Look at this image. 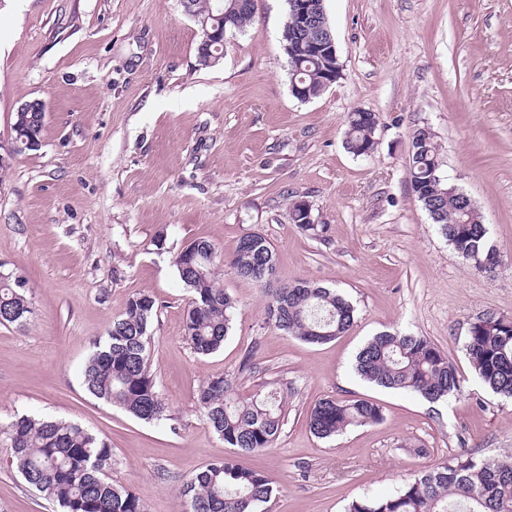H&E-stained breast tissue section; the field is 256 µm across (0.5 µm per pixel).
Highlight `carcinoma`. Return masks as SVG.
Instances as JSON below:
<instances>
[{
  "instance_id": "obj_1",
  "label": "carcinoma",
  "mask_w": 512,
  "mask_h": 512,
  "mask_svg": "<svg viewBox=\"0 0 512 512\" xmlns=\"http://www.w3.org/2000/svg\"><path fill=\"white\" fill-rule=\"evenodd\" d=\"M233 10L235 29L252 19L253 6L222 0ZM301 26L287 14L282 49L291 79L310 98L328 86V74L339 59L299 49ZM346 146L356 156L377 148V125L356 110L346 117ZM440 146L432 132L421 127L412 134L408 178L412 190L434 224L459 257L493 271L499 264L473 202L449 183L439 170ZM191 253L177 254L178 277L192 292L184 333L191 348L209 355L224 343L231 329L234 299L217 286L224 257L207 239L191 243ZM241 278L265 284L275 273L270 242L260 233L239 239L229 261ZM33 313L27 281L15 272H0V325L23 327ZM157 313L156 300L146 293L129 298L125 312L112 321L106 340L94 344L81 377L86 390L147 422L167 417V406L150 369L149 329ZM354 306L329 288L297 281L271 294L266 319L302 341L322 344L349 331ZM465 351L477 377L494 393L512 397V318L485 313L470 323ZM254 370L245 357L237 372L210 377L198 389L197 400L212 430L235 454L207 464L182 481L181 496L188 512H255L274 493L264 472L241 467L235 455L272 447L285 418L288 391L271 387L242 398L239 382ZM364 380L398 389L435 403L460 393L459 372L448 354L426 336L381 333L365 344L355 360ZM382 409L368 399L350 402L323 399L308 414L310 431L332 438L350 426L377 424ZM0 442L10 448L11 465L24 481L56 501L63 512H145L138 497L112 484V447L81 425L65 419L18 415L0 425ZM346 512H512V461L460 456L431 470L409 476L392 494L364 497L348 504Z\"/></svg>"
}]
</instances>
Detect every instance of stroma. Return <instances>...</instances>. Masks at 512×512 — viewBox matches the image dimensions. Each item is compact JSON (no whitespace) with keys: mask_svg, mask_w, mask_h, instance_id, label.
Here are the masks:
<instances>
[{"mask_svg":"<svg viewBox=\"0 0 512 512\" xmlns=\"http://www.w3.org/2000/svg\"><path fill=\"white\" fill-rule=\"evenodd\" d=\"M342 68L319 97L291 93L282 50L286 0H254L224 56L199 66L200 28L181 0H0V142L17 108L46 107L41 145L0 172V260L27 281L33 315L0 325V424L70 420L112 447L113 484L146 512H181L183 478L229 450L197 403L209 377L252 356L249 396L290 384L274 445L239 455L277 490L256 512H344L409 475L467 454L512 457V400L487 389L465 355L470 323L512 318V0H325ZM376 114L373 154L346 147V116ZM430 128L441 172L472 200L501 260L461 259L417 201L407 169L415 129ZM307 201L323 232L293 224ZM261 233L270 284H219L236 301L223 346L196 354L184 336L190 290L173 259L207 239L231 255ZM298 279L337 289L356 309L347 333L303 342L266 320L272 289ZM158 305L150 364L167 418L146 422L89 394L81 370L127 300ZM437 343L462 399L430 403L361 380L359 349L381 332ZM366 398L380 423L332 439L309 430L321 399ZM0 512H61L0 448Z\"/></svg>","mask_w":512,"mask_h":512,"instance_id":"stroma-1","label":"stroma"}]
</instances>
